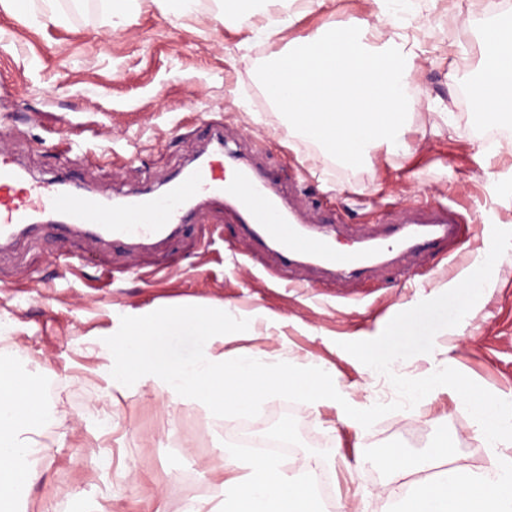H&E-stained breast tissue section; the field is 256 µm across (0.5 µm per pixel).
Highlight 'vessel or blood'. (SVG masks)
<instances>
[{
    "mask_svg": "<svg viewBox=\"0 0 512 512\" xmlns=\"http://www.w3.org/2000/svg\"><path fill=\"white\" fill-rule=\"evenodd\" d=\"M211 139L224 155L225 176L211 162L182 168L163 194L144 191L120 204L96 192H79L63 181L36 180L17 166L10 149H0V249L16 244L40 224L62 236L78 234L104 244L122 243L130 257L185 232L196 213L215 207L231 214L249 258L272 257L277 278L296 285L298 274L321 273L327 287L359 281L409 257L454 243L460 223L439 201L399 206L393 221L357 230L348 249L336 246L338 229L319 224L261 166L241 149L240 136L214 127Z\"/></svg>",
    "mask_w": 512,
    "mask_h": 512,
    "instance_id": "b4317fda",
    "label": "vessel or blood"
}]
</instances>
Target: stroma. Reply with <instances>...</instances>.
<instances>
[{
    "mask_svg": "<svg viewBox=\"0 0 512 512\" xmlns=\"http://www.w3.org/2000/svg\"><path fill=\"white\" fill-rule=\"evenodd\" d=\"M40 6L31 0L20 12L0 5V140L31 176L118 195L147 180L157 186L206 149L217 121L256 143L261 166L282 187H300L302 203L321 221L373 224L393 206L436 198L462 203L463 224L486 248L512 242V198L500 193L512 180V153L489 155L472 104L461 98L480 77L474 35L461 42L445 28L451 20H484L492 12L488 0H410L404 8L392 0L398 20L419 12L436 19L414 80L454 118L435 135L438 115L419 107L406 154L380 151L353 166L312 157L307 140L289 136L288 115L269 97L264 75L290 42L327 22L369 16L371 0L297 9L291 28L254 42L247 30L225 26L219 0H197L182 20L142 0L116 28L101 0H56L52 18ZM70 135L82 141L83 158L67 160L57 150L58 138ZM102 257L121 271L106 288L98 281ZM461 266L439 248L322 297L314 275L305 287L285 288L249 261L233 218L213 209L164 249L141 255L134 268L121 247L103 252L42 226L0 253V351L28 349L34 385H56L44 403L48 417L67 413L70 430L63 437L54 425L44 428L41 477L21 512H44L75 493L94 512H142L156 493L166 512H183L210 482L225 478L224 456L239 452L246 429L255 435L288 428L294 447L282 458L285 468L322 464L329 478L316 489L323 512H390L407 490L390 494L380 471L349 469L396 446L423 453L436 419L447 424L451 456L483 465L490 450L463 403L447 393L426 402L407 396L412 382L438 369L488 397L512 394V268L480 292L458 294L451 284ZM452 298L465 308L463 320L426 326L423 347H397L407 319ZM218 303L235 316L223 346L226 363L243 348L264 351L278 367L324 363L340 392L365 407V422L346 425L335 408L313 409L285 388L238 416L196 404L173 410L146 389L113 393L101 360L83 351L85 340L111 335L116 312L161 316ZM371 349L389 361L377 376L366 359Z\"/></svg>",
    "mask_w": 512,
    "mask_h": 512,
    "instance_id": "stroma-1",
    "label": "stroma"
}]
</instances>
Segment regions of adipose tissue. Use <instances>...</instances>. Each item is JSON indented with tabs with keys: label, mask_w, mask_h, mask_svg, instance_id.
Masks as SVG:
<instances>
[{
	"label": "adipose tissue",
	"mask_w": 512,
	"mask_h": 512,
	"mask_svg": "<svg viewBox=\"0 0 512 512\" xmlns=\"http://www.w3.org/2000/svg\"><path fill=\"white\" fill-rule=\"evenodd\" d=\"M224 0L225 26L249 27L271 37L291 27L288 0ZM389 0H373V18L338 27L321 26L295 51L278 56L281 74L269 93L292 125L314 141L323 156L339 163L370 159L377 151H406L408 112L417 103L409 88L415 70L418 39L407 32L388 34ZM483 81L471 97L477 121L512 115V15L485 23L479 31ZM134 315L117 319L109 337L89 351L106 362L113 388L145 387L166 393L169 406L195 403L223 414L242 413L258 397L256 374H268L270 391L289 387L302 392L312 407L337 405L345 423L362 424L365 409L351 398H337L324 364L310 360L274 369L262 351L241 350L234 369H226L217 347L224 342V314L182 313L160 322L153 344H146L130 325ZM32 384L14 365H0V512L26 502L36 477L34 459L41 451L44 412L31 396ZM452 392L470 409L476 430L491 449L490 469L448 456V435L433 426L430 449L408 457L398 448L371 458L372 467L398 487L412 488L404 512H512V403L499 398L489 405L464 379L431 373L425 384L408 388L414 399ZM494 417H487L488 407ZM231 478L212 483L206 496L191 501L185 512H321L309 476L285 470L269 457L228 458Z\"/></svg>",
	"instance_id": "adipose-tissue-1"
}]
</instances>
